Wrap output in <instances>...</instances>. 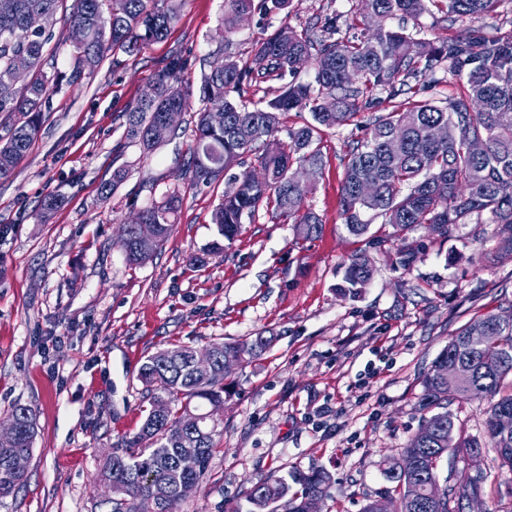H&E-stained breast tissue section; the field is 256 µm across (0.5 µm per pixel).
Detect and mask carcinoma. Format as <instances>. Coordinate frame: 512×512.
Returning <instances> with one entry per match:
<instances>
[{"mask_svg": "<svg viewBox=\"0 0 512 512\" xmlns=\"http://www.w3.org/2000/svg\"><path fill=\"white\" fill-rule=\"evenodd\" d=\"M426 0H361V13L380 18L353 39L336 37V18L301 31L282 27L256 41L245 60L224 56V69L207 68L199 60L200 85H174L170 75L188 66L182 56L172 58L157 75L152 88L127 112L126 138L145 153L179 136V130L160 139L156 129L162 114L190 110L194 91L193 146L187 160L190 184L208 186L222 174L254 158V166L230 178L224 199L212 223L231 242L243 224L254 220L264 204H274L292 220L296 236L309 240L322 226L319 216L305 207L315 183L294 182L293 165L319 170L323 163L320 133L355 124L366 137L350 152L340 193V211L354 236H364L367 212L385 217L402 234L425 225L440 235L449 227L466 224L484 213L496 224L495 257L512 261V38L457 36L433 41L416 38L405 25L389 19L418 21ZM449 18L475 21L490 12L497 0H436ZM288 0H224V34L232 33L241 16L256 9L269 15L287 8ZM32 14L47 18L41 31L27 28ZM174 9L155 0H0V177L12 173L17 160L40 131L43 107L63 87L93 71L109 53L132 54L145 44L163 39L176 20ZM79 33L72 45L70 73L57 66L54 44L57 23ZM315 64V84L294 80L298 59ZM463 79V89L444 102L416 101L403 110L360 112L359 101L378 89L395 84L413 89L443 62ZM292 80H286V77ZM272 97L265 107L249 109L239 101L249 89L263 83ZM309 109L312 121L278 138L280 115ZM437 126L448 128L442 141L433 138ZM480 138L484 151L474 154L470 141ZM370 182L374 194L362 196L358 186ZM181 196L173 191L141 209L145 223L157 229L149 246L137 240L136 225L125 226L122 248L131 264H140L169 236ZM372 267L365 255L351 259L344 272V293L357 296L370 281ZM497 314L478 315L461 326L422 376L418 406L426 412L417 431L397 455L383 463L390 487L384 498L394 512H462L461 503L481 494L488 474L468 488L448 489L439 484V467L448 453L474 457L480 441L460 429L448 413V397L488 400L484 411L487 448L492 467L512 474V428L501 426L512 415V322L497 323ZM487 326L485 338L472 342L471 330ZM272 342L261 334L249 341L213 343L209 373L192 367L195 348L174 345L142 364L139 379L150 388V409L136 434L118 443L99 470L112 491L109 512H167L196 491L206 478L219 436L218 423L208 408L224 406L227 392L224 358L239 362L260 355ZM7 422L15 434L0 441V497L22 487L27 473L13 467V458L33 452L36 414L16 405ZM192 454L193 471L180 467ZM334 482L324 469L298 472L287 479L270 474L250 483L245 505L228 512H323Z\"/></svg>", "mask_w": 512, "mask_h": 512, "instance_id": "cac0c4a2", "label": "carcinoma"}]
</instances>
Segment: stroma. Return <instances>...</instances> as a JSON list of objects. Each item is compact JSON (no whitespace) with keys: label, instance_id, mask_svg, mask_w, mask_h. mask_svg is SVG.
Segmentation results:
<instances>
[{"label":"stroma","instance_id":"35a3bbf8","mask_svg":"<svg viewBox=\"0 0 512 512\" xmlns=\"http://www.w3.org/2000/svg\"><path fill=\"white\" fill-rule=\"evenodd\" d=\"M170 1L178 18L167 36L131 56H105L54 95L40 133L0 179V421L26 405L39 427L28 480L0 499V512H107L111 491L97 471L144 421L150 394L138 372L147 357L260 334L272 343L228 377L207 477L174 512H226L251 480L321 468L336 479L324 512H362L389 486L383 459L421 423L420 380L438 353L473 316L512 306V261L493 259L486 214L443 236L421 226L399 239L379 217L370 237L349 234L339 196L350 151L365 136L354 125L321 135L324 166L307 199L322 220L316 238L296 239L292 224L263 207L210 254L226 182L190 186L192 113H182L180 137L148 155L126 139L127 113L172 56L221 47L244 59L263 35L331 16L347 37L360 0H290L278 14L252 13L229 35L224 0L158 4ZM409 31L507 38L512 0L473 22L452 24L434 10ZM118 169L125 181L102 199ZM174 190L182 202L169 237L149 260L129 264L126 224ZM50 193L64 203L44 219ZM404 247L414 254L408 265ZM362 253L373 275L352 298L343 275Z\"/></svg>","mask_w":512,"mask_h":512}]
</instances>
